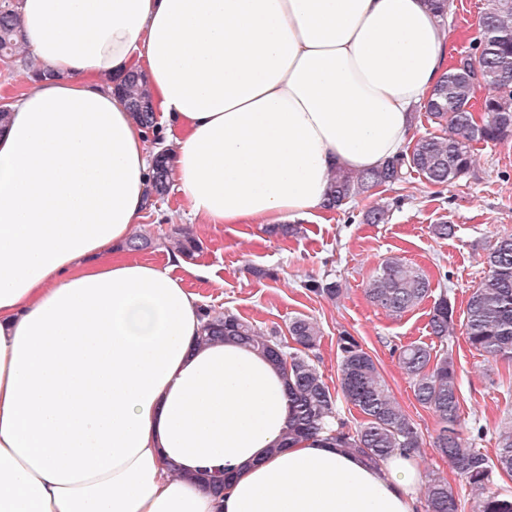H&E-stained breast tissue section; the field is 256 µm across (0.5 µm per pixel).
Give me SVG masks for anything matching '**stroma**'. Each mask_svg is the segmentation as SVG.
Segmentation results:
<instances>
[{
	"instance_id": "obj_1",
	"label": "stroma",
	"mask_w": 512,
	"mask_h": 512,
	"mask_svg": "<svg viewBox=\"0 0 512 512\" xmlns=\"http://www.w3.org/2000/svg\"><path fill=\"white\" fill-rule=\"evenodd\" d=\"M485 0H453L446 24L450 53L458 55L479 34ZM472 173L444 190L423 178L377 190L371 199H355L340 210L318 211L299 220L294 237H271L260 224H199L184 215L177 191H169L148 213L137 234L151 245L138 251L140 260L163 263L168 235L190 229L197 247L187 268V287L214 312L229 311L261 331L287 334L296 317L317 320L322 338L316 363L330 389H337V340L340 332L354 336L375 359L392 395L416 424L422 439L417 458L421 475L444 478L458 490L461 512H472L473 500L447 462L433 449L439 425L415 399L413 385L399 367L397 348L422 342L434 350L448 349L458 371L460 430L474 448L494 454L499 428L512 418V363L493 360L472 349L463 328L447 342L431 336L429 304L393 318L373 306L364 289L379 265L398 256L429 277L433 292H447L456 311L484 280L485 254L494 241L512 234V141L480 144ZM390 206L388 223L362 224L355 216L369 204ZM455 225L449 238L433 234L436 224ZM206 268L208 277L194 274ZM336 280L344 294L336 299L309 291L308 281Z\"/></svg>"
}]
</instances>
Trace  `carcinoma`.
I'll use <instances>...</instances> for the list:
<instances>
[{
    "instance_id": "cac0c4a2",
    "label": "carcinoma",
    "mask_w": 512,
    "mask_h": 512,
    "mask_svg": "<svg viewBox=\"0 0 512 512\" xmlns=\"http://www.w3.org/2000/svg\"><path fill=\"white\" fill-rule=\"evenodd\" d=\"M479 36L460 53L433 90L425 106L435 132L420 136L407 150L381 167L358 173L338 171L331 179L325 207L337 210L356 198H368L382 186H392L417 174L444 187L467 176L477 144L512 141V0H486L479 19ZM25 34L14 0L0 3V61L8 66H30L20 56ZM141 124L152 126L150 92L145 77L131 72L111 81ZM169 157L156 161L152 172L154 198L170 184ZM390 209L371 205L360 212L363 224H385ZM195 241L180 231L167 248L187 254ZM488 275L473 289L461 326L476 351L495 360L512 362V234L489 248ZM310 291L334 298L342 293L334 281H313ZM369 301L391 317H400L432 295L431 282L420 269L390 257L367 284ZM430 333L445 342L455 329V304L439 294L428 313ZM207 322L198 342L235 340L251 346L285 370L292 423L288 437H313L329 432L330 440L378 465L398 452H416L423 440L410 417L391 397L374 358L348 333L338 337V380L343 398L362 416L355 427L339 416L337 396L323 379L314 360L321 331L309 318L297 317L288 326L289 337L273 330L261 332L249 321L226 311L206 312ZM293 345H288V341ZM398 363L412 380L416 401L438 420L433 446L437 454L475 491L473 512H512V497L491 492L496 471L512 475V426L498 435L495 456L469 446L460 426V387L453 357L433 354L423 343L400 348ZM423 512H461L458 495L445 479L427 475Z\"/></svg>"
}]
</instances>
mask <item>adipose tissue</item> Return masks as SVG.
I'll list each match as a JSON object with an SVG mask.
<instances>
[{
    "instance_id": "obj_1",
    "label": "adipose tissue",
    "mask_w": 512,
    "mask_h": 512,
    "mask_svg": "<svg viewBox=\"0 0 512 512\" xmlns=\"http://www.w3.org/2000/svg\"><path fill=\"white\" fill-rule=\"evenodd\" d=\"M18 8L45 77L0 126V512H418L415 457L287 440L284 371L197 343L184 255L129 254L158 145L106 81L145 76L192 220L281 224L408 145L449 52L427 0Z\"/></svg>"
}]
</instances>
